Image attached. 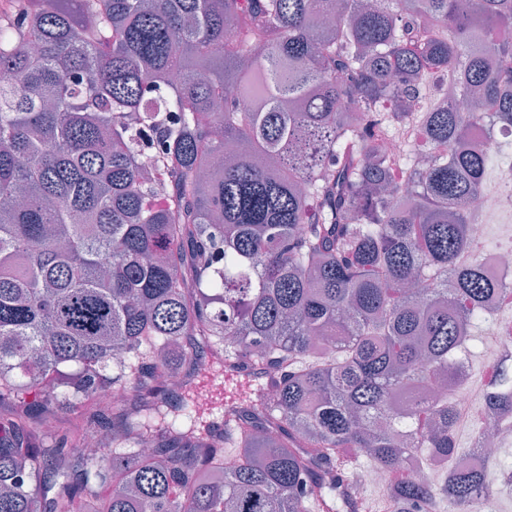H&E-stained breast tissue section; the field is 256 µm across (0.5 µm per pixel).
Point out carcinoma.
I'll use <instances>...</instances> for the list:
<instances>
[{
	"label": "carcinoma",
	"instance_id": "1",
	"mask_svg": "<svg viewBox=\"0 0 512 512\" xmlns=\"http://www.w3.org/2000/svg\"><path fill=\"white\" fill-rule=\"evenodd\" d=\"M0 22V512H335L337 456L402 472L457 453L421 391L499 285L466 201L512 125V0H14ZM454 75L469 112L430 107ZM259 94L243 110L230 92ZM399 135L418 171L380 150ZM156 155L155 171L137 156ZM204 336L275 395L218 436L169 387ZM111 438L72 462L48 421L111 389ZM398 392L426 427L377 425ZM487 403L512 413V369ZM109 493L101 495L99 489ZM494 493L490 471L403 475L396 512Z\"/></svg>",
	"mask_w": 512,
	"mask_h": 512
}]
</instances>
